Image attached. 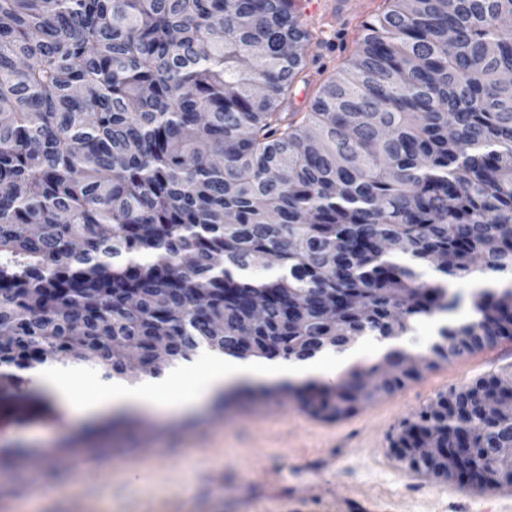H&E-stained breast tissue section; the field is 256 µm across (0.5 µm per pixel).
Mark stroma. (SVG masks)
Instances as JSON below:
<instances>
[{"label":"stroma","mask_w":512,"mask_h":512,"mask_svg":"<svg viewBox=\"0 0 512 512\" xmlns=\"http://www.w3.org/2000/svg\"><path fill=\"white\" fill-rule=\"evenodd\" d=\"M388 0H349L348 10L305 17L310 43L289 109L304 115L321 86L357 49L366 22ZM512 378V342L433 366L392 394L342 418L303 409L280 384L222 388L192 409L128 408L81 415L49 387V411H0V512H512V495L438 480L390 449L404 422L438 396L476 379Z\"/></svg>","instance_id":"obj_1"}]
</instances>
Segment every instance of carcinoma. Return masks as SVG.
Here are the masks:
<instances>
[{
  "mask_svg": "<svg viewBox=\"0 0 512 512\" xmlns=\"http://www.w3.org/2000/svg\"><path fill=\"white\" fill-rule=\"evenodd\" d=\"M511 16L512 0H389L296 120L294 0H0V400L27 398L22 373L52 354L134 381L202 346L301 361L402 336L457 307L452 284L512 269ZM469 308L412 363L394 350L310 384L303 408L337 419L512 340V283ZM424 440L434 452L412 455ZM503 448L512 382L496 376L393 446L482 488L512 486Z\"/></svg>",
  "mask_w": 512,
  "mask_h": 512,
  "instance_id": "carcinoma-1",
  "label": "carcinoma"
}]
</instances>
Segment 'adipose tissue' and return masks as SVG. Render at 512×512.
<instances>
[{
	"label": "adipose tissue",
	"mask_w": 512,
	"mask_h": 512,
	"mask_svg": "<svg viewBox=\"0 0 512 512\" xmlns=\"http://www.w3.org/2000/svg\"><path fill=\"white\" fill-rule=\"evenodd\" d=\"M398 339L370 341L362 347L327 358H315L302 363L283 359H253L241 361L209 351L184 366L174 368L163 376L148 379L136 388L118 385L88 390L82 380L61 375L51 376L55 392L67 395L79 411L95 414L106 408L122 405L156 407L168 404L172 393H180L184 406H192L212 389L243 379L308 380L335 376L353 362L367 356H381L389 349L401 347Z\"/></svg>",
	"instance_id": "obj_1"
}]
</instances>
